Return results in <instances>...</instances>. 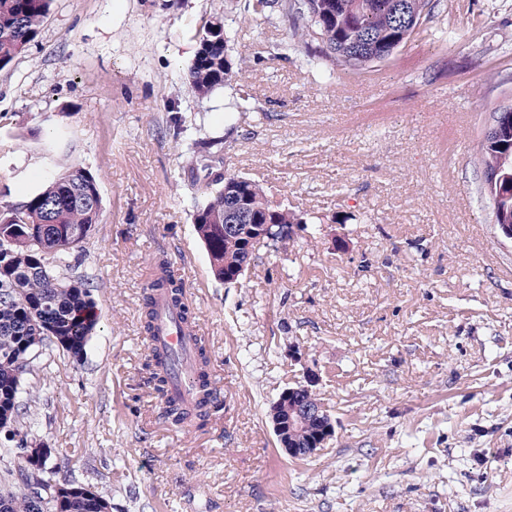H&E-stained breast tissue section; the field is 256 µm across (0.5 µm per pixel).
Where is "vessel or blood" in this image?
<instances>
[{"label": "vessel or blood", "instance_id": "1", "mask_svg": "<svg viewBox=\"0 0 512 512\" xmlns=\"http://www.w3.org/2000/svg\"><path fill=\"white\" fill-rule=\"evenodd\" d=\"M200 335L198 327L182 324L176 310L169 307L165 298L156 301L155 332L151 338L153 348L167 352L170 363V391L172 396L194 406V347Z\"/></svg>", "mask_w": 512, "mask_h": 512}]
</instances>
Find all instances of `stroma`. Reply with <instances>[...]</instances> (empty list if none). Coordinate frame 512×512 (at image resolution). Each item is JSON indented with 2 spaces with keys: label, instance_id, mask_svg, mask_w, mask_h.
I'll return each mask as SVG.
<instances>
[{
  "label": "stroma",
  "instance_id": "stroma-1",
  "mask_svg": "<svg viewBox=\"0 0 512 512\" xmlns=\"http://www.w3.org/2000/svg\"><path fill=\"white\" fill-rule=\"evenodd\" d=\"M218 8L242 75L200 98L184 77ZM290 37L240 0H52L0 70V206L76 165L102 198L50 265L92 280L95 333L82 357L39 352L16 427L112 512H512V244L476 162L512 102V0H434L358 74L302 47L277 58ZM222 136L198 178L248 177L303 218L231 285L195 232L187 172L196 142ZM161 258L223 403L203 426L169 424L150 381L141 308ZM310 372L334 435L292 458L269 409Z\"/></svg>",
  "mask_w": 512,
  "mask_h": 512
}]
</instances>
